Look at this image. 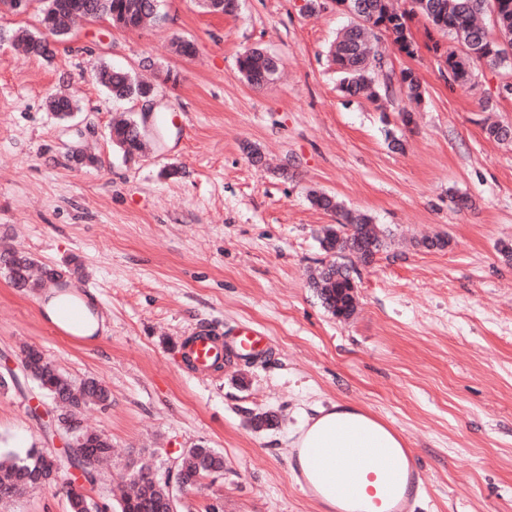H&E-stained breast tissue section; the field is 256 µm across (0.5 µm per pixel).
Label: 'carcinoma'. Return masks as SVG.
<instances>
[{
    "label": "carcinoma",
    "instance_id": "1",
    "mask_svg": "<svg viewBox=\"0 0 512 512\" xmlns=\"http://www.w3.org/2000/svg\"><path fill=\"white\" fill-rule=\"evenodd\" d=\"M61 2L60 11L40 14L41 26L49 29L74 20L104 16L122 22L124 29L133 31L162 19L160 13L150 10L151 0ZM428 3L427 8L411 5L400 11L391 0H370L369 12L363 14L362 20H353L343 29L329 53L345 93L376 100L381 93H389L396 83L409 101L422 100V87L412 70H401L400 79L394 83L380 79L382 64L371 43V39L378 37L374 28L380 25L393 45L407 40L410 22L417 16L450 41L445 49L436 42L432 50L444 59L458 85L471 84L477 66L482 64L490 68H512V0H428ZM13 42L15 49L37 59H51L56 53V48L26 30L15 31ZM237 64L243 79L256 89L265 87L275 75L261 48L245 49L239 54ZM96 78L118 99H142L151 90L150 84L138 81L130 70L121 67L104 66ZM110 137L129 159L143 152L144 136L127 119L112 124ZM309 201L313 207L336 217V223L322 230L320 244L324 250L337 255L346 251L356 253L369 264L387 247L388 234L368 215L345 208L336 197L323 192L311 193ZM0 270L13 287L30 292L55 275L54 270L38 267L31 256L7 245L0 246ZM354 284L350 271L336 262L322 267L311 280V287L324 308L337 318H348L354 313ZM25 354L33 368L31 380L55 404L56 430L63 436L81 439L82 447L94 455L89 459L81 453L82 447L69 448L70 466L81 472L85 483L96 484L102 464L112 455V445L83 426L79 411L90 404H106L111 398L109 389L94 378L77 381L69 377L51 365L36 347H28ZM182 467L183 473L173 474L149 463L135 466L128 474L131 493L116 500L114 512H170L171 482L187 483L222 473L224 454L214 448L196 446L188 449ZM51 482L58 483L66 494L70 512H103L92 498L61 479L59 469L53 467L50 455L42 449L32 445L22 450H0V500L22 497Z\"/></svg>",
    "mask_w": 512,
    "mask_h": 512
}]
</instances>
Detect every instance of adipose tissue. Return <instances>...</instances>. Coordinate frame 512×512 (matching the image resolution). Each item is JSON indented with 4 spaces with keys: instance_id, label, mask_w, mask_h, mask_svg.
Instances as JSON below:
<instances>
[{
    "instance_id": "1",
    "label": "adipose tissue",
    "mask_w": 512,
    "mask_h": 512,
    "mask_svg": "<svg viewBox=\"0 0 512 512\" xmlns=\"http://www.w3.org/2000/svg\"><path fill=\"white\" fill-rule=\"evenodd\" d=\"M292 447L367 448L372 464L386 458H402V438L383 423L365 415L360 408L345 402L316 407L294 432Z\"/></svg>"
}]
</instances>
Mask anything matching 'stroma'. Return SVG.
I'll use <instances>...</instances> for the list:
<instances>
[{
	"mask_svg": "<svg viewBox=\"0 0 512 512\" xmlns=\"http://www.w3.org/2000/svg\"><path fill=\"white\" fill-rule=\"evenodd\" d=\"M162 9L163 24L138 31L84 23L49 61L0 44V245L62 271L106 317L97 341L55 335L39 292L0 272V376L21 375L34 346L109 388L111 403L82 412L116 450L86 489L106 507L134 463L165 466L203 445L223 452L224 473L183 495L179 512H325L297 486L289 437L312 407L348 401L403 436L426 484L415 512H512V261L500 251L512 246V142L485 131L512 125L502 72L483 66L473 85H451L431 49L439 35L418 17L416 56L388 54L416 73L422 102L397 91L373 102L345 96L327 60L344 15L307 12L303 0H240L234 16L198 0ZM177 39L196 56L175 55ZM253 46L281 62L261 90L237 66ZM104 64L151 81L155 109L113 99L95 79ZM55 94L74 96L73 119L47 110ZM121 116L150 131L166 117L164 142L126 161L109 138ZM74 144L98 164L73 162ZM172 165L179 176L165 177ZM315 190L390 233L372 264L344 253L357 284L347 319L310 286L333 222L309 203ZM452 192L471 208L455 209ZM437 236L447 247L424 246ZM245 324L267 337L257 360L232 357L209 374L182 360L194 331L231 336ZM47 406L0 389V448L63 455L35 416ZM264 412L277 426L255 429Z\"/></svg>",
	"mask_w": 512,
	"mask_h": 512,
	"instance_id": "1",
	"label": "stroma"
}]
</instances>
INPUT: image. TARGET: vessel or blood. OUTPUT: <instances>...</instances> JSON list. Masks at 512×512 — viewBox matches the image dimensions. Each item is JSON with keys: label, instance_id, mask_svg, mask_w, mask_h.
Segmentation results:
<instances>
[{"label": "vessel or blood", "instance_id": "vessel-or-blood-1", "mask_svg": "<svg viewBox=\"0 0 512 512\" xmlns=\"http://www.w3.org/2000/svg\"><path fill=\"white\" fill-rule=\"evenodd\" d=\"M266 339L252 327L243 326L232 343L222 337L207 333L191 336L183 349V355L197 372L205 373L222 363L226 353L250 357L259 353ZM311 477H300L299 484L314 499H321L326 492L336 497L335 512H411L416 497L424 493L422 475L415 463L407 466L390 464L384 473L369 471L361 449L340 448L330 453L320 448L306 451ZM346 459L351 464V476L347 481H334L333 457Z\"/></svg>", "mask_w": 512, "mask_h": 512}]
</instances>
